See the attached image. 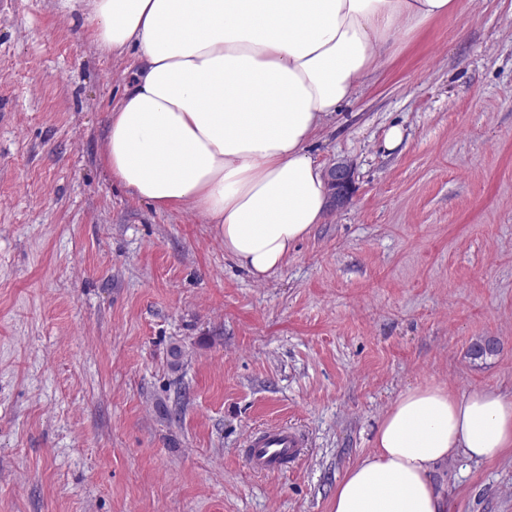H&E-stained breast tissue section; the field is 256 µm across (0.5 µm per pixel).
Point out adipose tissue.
Wrapping results in <instances>:
<instances>
[{"label": "adipose tissue", "mask_w": 512, "mask_h": 512, "mask_svg": "<svg viewBox=\"0 0 512 512\" xmlns=\"http://www.w3.org/2000/svg\"><path fill=\"white\" fill-rule=\"evenodd\" d=\"M97 49L142 68L108 116L105 163L157 211L191 208L224 252L264 279L329 208L308 146L380 64L398 25L454 0H63ZM512 450V398L406 389L371 450L338 481L330 512H450L436 468Z\"/></svg>", "instance_id": "ef3b65f1"}]
</instances>
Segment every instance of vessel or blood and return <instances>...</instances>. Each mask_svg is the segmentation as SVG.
Here are the masks:
<instances>
[{
    "label": "vessel or blood",
    "instance_id": "vessel-or-blood-1",
    "mask_svg": "<svg viewBox=\"0 0 512 512\" xmlns=\"http://www.w3.org/2000/svg\"><path fill=\"white\" fill-rule=\"evenodd\" d=\"M306 446L301 434L286 428H273L249 435L246 454L251 466L274 473L284 462L300 459Z\"/></svg>",
    "mask_w": 512,
    "mask_h": 512
}]
</instances>
